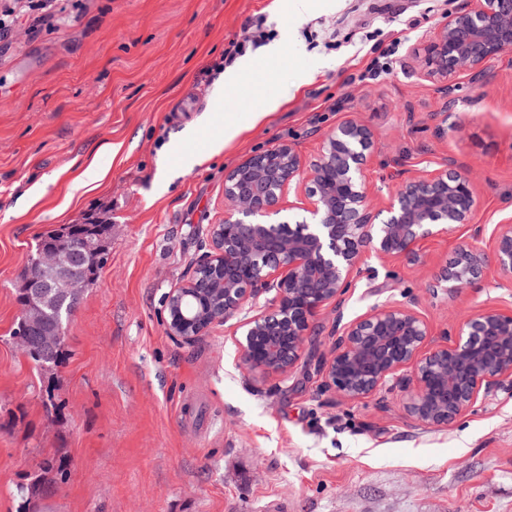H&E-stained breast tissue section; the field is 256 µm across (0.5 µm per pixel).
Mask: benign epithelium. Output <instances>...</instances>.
I'll list each match as a JSON object with an SVG mask.
<instances>
[{"label": "benign epithelium", "instance_id": "1", "mask_svg": "<svg viewBox=\"0 0 512 512\" xmlns=\"http://www.w3.org/2000/svg\"><path fill=\"white\" fill-rule=\"evenodd\" d=\"M510 49L512 0H467L427 41L420 75L446 92L450 78L478 74ZM375 148L372 129L348 117L324 136L310 161L292 145L278 143L228 171L224 223L208 225L209 251L192 277L168 293V334L192 343L273 291L267 307L237 322L236 343L250 372L286 376L302 358L312 316L329 303L340 304L365 255L419 263L417 246L428 236L459 226L482 232L474 223L481 194L462 168L398 169L396 192L377 205L367 175ZM292 209L309 218L272 221ZM492 240L490 254L460 248L428 287L475 292L494 273L511 275L512 223L496 225ZM96 252L88 238L64 251L42 252L27 270L28 295L38 297L67 276L74 287H86L77 275ZM20 317L29 338L53 344L37 306L22 303ZM331 335L333 347L319 363L327 387L358 401L393 385L403 393L406 414L428 427H447L492 391L512 390V310L473 311L450 345H432L414 300L376 304L346 323L338 310Z\"/></svg>", "mask_w": 512, "mask_h": 512}]
</instances>
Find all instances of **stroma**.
Masks as SVG:
<instances>
[{"label":"stroma","mask_w":512,"mask_h":512,"mask_svg":"<svg viewBox=\"0 0 512 512\" xmlns=\"http://www.w3.org/2000/svg\"><path fill=\"white\" fill-rule=\"evenodd\" d=\"M83 0L56 30L0 41V512L45 456L68 477L40 512H512V393L497 390L445 428L411 420L400 392L343 401L317 369L337 315L417 299L437 342L478 306L512 307V275L449 295L429 284L465 245L492 248L512 221V50L450 96L418 75V53L466 0ZM274 31L238 88L206 66L245 21ZM419 16L406 28L407 17ZM366 18L400 40L388 74L360 80L369 44L350 37ZM335 31L348 42L334 50ZM281 104L269 109L272 96ZM371 127L368 163L379 201L395 191L393 158L415 171L470 169L483 197L472 229L422 241V264L393 259L354 281L342 313L320 308L298 367L257 376L242 364L234 322L192 343L167 333L166 299L224 221V174L247 155L288 142L314 159L347 115ZM449 130H442V122ZM243 133L219 154L227 124ZM197 135L182 138L188 127ZM96 188L74 190L88 164ZM37 202L19 205L26 193ZM112 223L107 264L66 324V355L38 371L12 344L20 273L37 239L86 215ZM197 400V416L181 409Z\"/></svg>","instance_id":"stroma-1"}]
</instances>
